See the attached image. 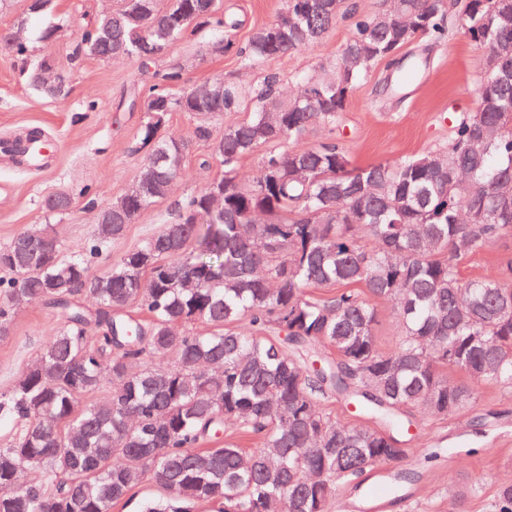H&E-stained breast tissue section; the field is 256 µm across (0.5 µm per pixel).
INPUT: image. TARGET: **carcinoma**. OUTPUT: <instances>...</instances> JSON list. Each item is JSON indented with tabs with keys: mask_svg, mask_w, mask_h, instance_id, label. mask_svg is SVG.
I'll use <instances>...</instances> for the list:
<instances>
[{
	"mask_svg": "<svg viewBox=\"0 0 512 512\" xmlns=\"http://www.w3.org/2000/svg\"><path fill=\"white\" fill-rule=\"evenodd\" d=\"M286 0L277 19L238 51L243 65L308 48L336 22L341 0ZM485 54L491 79L452 125L448 147L365 167L351 165L333 138L296 148L309 124L336 127L375 63L392 61L418 38L443 39L448 19ZM240 25L224 0H122L87 21L76 53L120 57L146 68L189 28L215 35ZM354 33L332 68L284 102L276 79L250 91L225 80L212 95L170 87L176 69L152 73L148 114L136 151L141 175L112 201V223L99 224L86 252L63 254L44 229L0 249V335L15 307L42 302L64 320L35 365L0 395V421L16 426L0 448V512H112V504L149 477L171 494L147 512H331L339 487L356 489L368 471L406 456L419 416L446 417L475 399L450 383L451 367L512 391V261L499 273L462 277L457 258L512 234V0H394L386 15L354 17ZM21 36L7 54L33 76ZM423 69L405 57L387 78L398 95ZM171 112L222 116L216 145L220 177L184 202L178 219L126 251L99 275L90 268L143 211L164 200L183 171L186 142L161 138ZM263 149L259 173L241 163ZM59 193L46 211L63 214ZM97 306L79 300L88 278ZM59 280L60 288L47 287ZM338 286L322 298L310 287ZM375 299L401 323L397 347L375 337ZM196 320L211 332L192 334ZM357 417L339 422L331 400ZM53 429H46V421ZM233 422L258 439L245 454L235 438L202 448ZM43 474L20 486L25 470ZM490 512H512V483L498 486Z\"/></svg>",
	"mask_w": 512,
	"mask_h": 512,
	"instance_id": "obj_1",
	"label": "carcinoma"
}]
</instances>
